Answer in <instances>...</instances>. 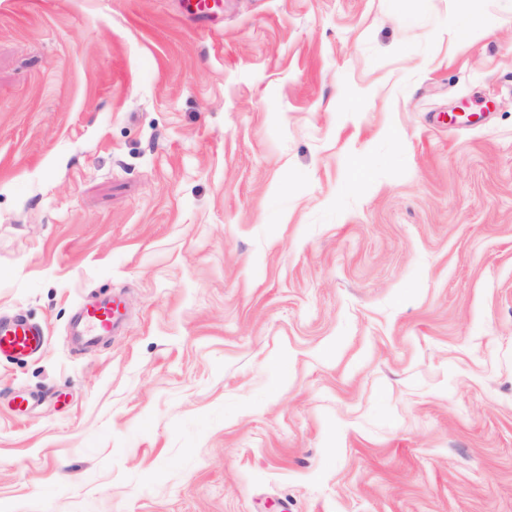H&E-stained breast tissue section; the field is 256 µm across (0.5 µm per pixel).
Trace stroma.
I'll use <instances>...</instances> for the list:
<instances>
[{
  "label": "stroma",
  "mask_w": 512,
  "mask_h": 512,
  "mask_svg": "<svg viewBox=\"0 0 512 512\" xmlns=\"http://www.w3.org/2000/svg\"><path fill=\"white\" fill-rule=\"evenodd\" d=\"M14 314L0 512H512V0H0ZM120 303L112 297L101 303H88L82 308L81 319L87 328L85 341L96 343L103 336H110L117 326ZM44 346L43 329L26 318L0 319V356L27 357L40 352Z\"/></svg>",
  "instance_id": "35a3bbf8"
}]
</instances>
